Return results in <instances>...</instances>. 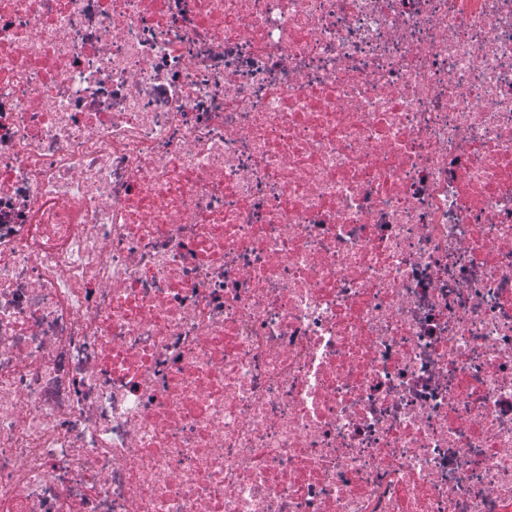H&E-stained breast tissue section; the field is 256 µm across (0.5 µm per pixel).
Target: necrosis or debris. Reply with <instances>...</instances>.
<instances>
[{"label":"necrosis or debris","instance_id":"necrosis-or-debris-1","mask_svg":"<svg viewBox=\"0 0 512 512\" xmlns=\"http://www.w3.org/2000/svg\"><path fill=\"white\" fill-rule=\"evenodd\" d=\"M0 512H512V0H0Z\"/></svg>","mask_w":512,"mask_h":512}]
</instances>
